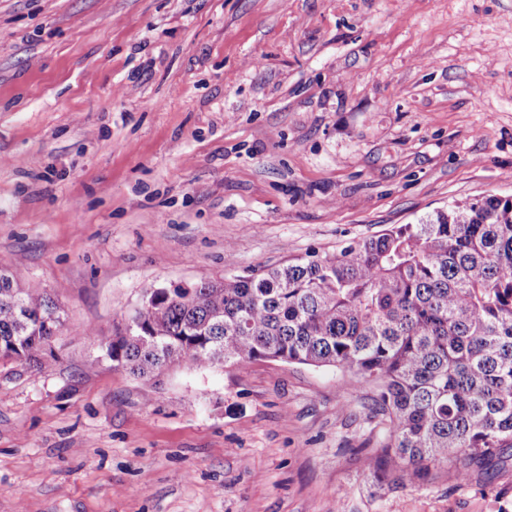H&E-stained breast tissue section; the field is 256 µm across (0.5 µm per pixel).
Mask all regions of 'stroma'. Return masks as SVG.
Here are the masks:
<instances>
[{
  "instance_id": "1",
  "label": "stroma",
  "mask_w": 512,
  "mask_h": 512,
  "mask_svg": "<svg viewBox=\"0 0 512 512\" xmlns=\"http://www.w3.org/2000/svg\"><path fill=\"white\" fill-rule=\"evenodd\" d=\"M512 195V0H0V270L60 309L0 364V512H512L415 485L368 391L282 361L115 368L147 291Z\"/></svg>"
}]
</instances>
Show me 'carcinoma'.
I'll list each match as a JSON object with an SVG mask.
<instances>
[{
	"label": "carcinoma",
	"instance_id": "carcinoma-1",
	"mask_svg": "<svg viewBox=\"0 0 512 512\" xmlns=\"http://www.w3.org/2000/svg\"><path fill=\"white\" fill-rule=\"evenodd\" d=\"M0 272V360L43 367L60 316L42 288ZM131 334L102 340L114 367L153 377L278 360L331 367L373 392L375 462L405 485L435 467L462 481L512 453V199L487 195L192 289L155 291Z\"/></svg>",
	"mask_w": 512,
	"mask_h": 512
}]
</instances>
